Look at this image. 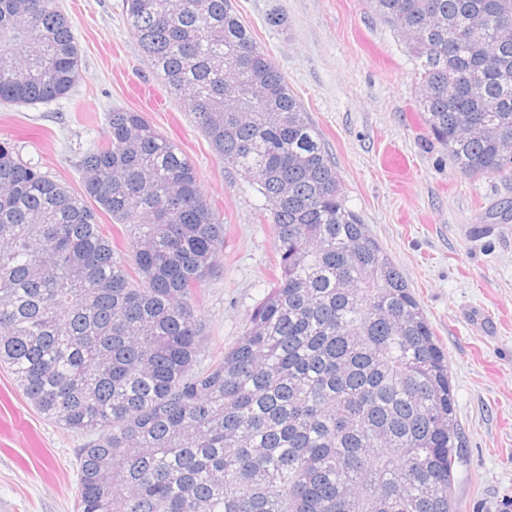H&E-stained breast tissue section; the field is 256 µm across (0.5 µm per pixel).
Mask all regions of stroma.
<instances>
[{"mask_svg":"<svg viewBox=\"0 0 512 512\" xmlns=\"http://www.w3.org/2000/svg\"><path fill=\"white\" fill-rule=\"evenodd\" d=\"M79 82L48 104L0 102V140L74 193L108 112L145 113L194 162L224 226V269L200 314L215 348L242 335L268 286L274 233L255 184L225 166L146 61L124 0H60ZM285 74L335 164L348 206L400 270L448 355L460 448L457 512L512 499V176L452 168L416 108L405 39L369 0H230ZM282 6L285 20L269 23ZM84 434L39 414L0 369V512H74Z\"/></svg>","mask_w":512,"mask_h":512,"instance_id":"stroma-1","label":"stroma"}]
</instances>
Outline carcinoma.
Here are the masks:
<instances>
[{"instance_id": "obj_1", "label": "carcinoma", "mask_w": 512, "mask_h": 512, "mask_svg": "<svg viewBox=\"0 0 512 512\" xmlns=\"http://www.w3.org/2000/svg\"><path fill=\"white\" fill-rule=\"evenodd\" d=\"M371 4L408 42L421 120L452 167L512 176L498 33L512 0ZM125 14L216 154L258 186L278 266L244 334L208 354L196 300L223 271L224 225L189 156L114 110L78 195L0 141V367L46 419L93 435L76 512H456L447 357L285 76L230 0H125ZM81 67L57 0H0V101H55ZM481 117L490 131L461 134Z\"/></svg>"}]
</instances>
